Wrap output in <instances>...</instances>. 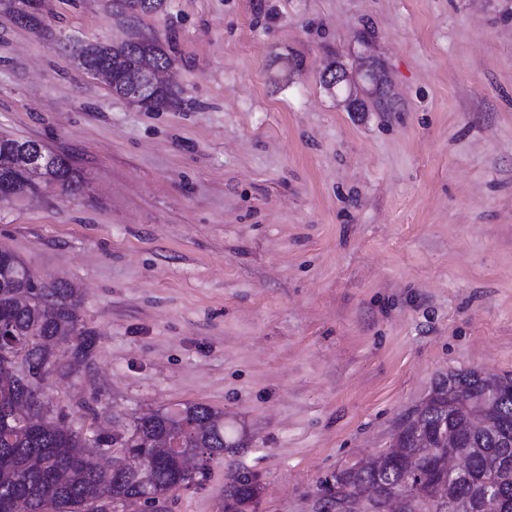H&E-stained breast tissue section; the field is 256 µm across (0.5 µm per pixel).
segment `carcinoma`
<instances>
[{
	"mask_svg": "<svg viewBox=\"0 0 512 512\" xmlns=\"http://www.w3.org/2000/svg\"><path fill=\"white\" fill-rule=\"evenodd\" d=\"M129 17L162 11L164 0H112ZM85 73L112 63L117 82L112 93L127 97L124 73L141 75L150 108L176 102L170 87L150 82L153 72L172 65L156 40L121 45L89 43L76 57ZM19 139L0 140V182L37 190L51 183L77 195L82 183L70 161L39 172L15 164L12 149ZM32 272L13 252L0 249V512H118L137 502L156 507L166 494L207 478L208 462L224 455V414L202 403H185L176 411H158L134 420L125 437L97 438L98 446L120 445L113 467L101 468L85 451L88 438L71 428L66 414L46 400L44 382L56 370L87 362L95 333L80 324L73 288H34ZM488 382L475 371L452 373L433 386L421 412L423 436L407 433L397 443L361 465L344 468L322 483V496L345 499L374 493L371 512H387L388 497L411 486L451 512H512V392L486 399ZM471 400L485 401L487 426L469 432ZM457 437L468 450L470 471L450 479L442 464L448 455L443 433ZM172 438L198 456L197 468L152 447ZM259 496L255 475L238 469L227 475L220 512H251Z\"/></svg>",
	"mask_w": 512,
	"mask_h": 512,
	"instance_id": "1",
	"label": "carcinoma"
}]
</instances>
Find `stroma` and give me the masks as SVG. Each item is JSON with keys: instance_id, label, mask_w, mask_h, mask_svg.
Returning a JSON list of instances; mask_svg holds the SVG:
<instances>
[{"instance_id": "1", "label": "stroma", "mask_w": 512, "mask_h": 512, "mask_svg": "<svg viewBox=\"0 0 512 512\" xmlns=\"http://www.w3.org/2000/svg\"><path fill=\"white\" fill-rule=\"evenodd\" d=\"M0 4V134L67 156L81 195L0 200V247L76 289L97 342L45 395L123 432L186 402L223 456L158 512H308L386 448L443 375H512V0H37ZM158 39L177 105L83 74L67 43ZM373 65L350 111L321 76ZM88 403L94 414L81 411ZM164 3V0H113L112 7L121 14L137 17L162 11ZM221 512H251L259 496V484L255 475L245 469H238L226 477Z\"/></svg>"}]
</instances>
